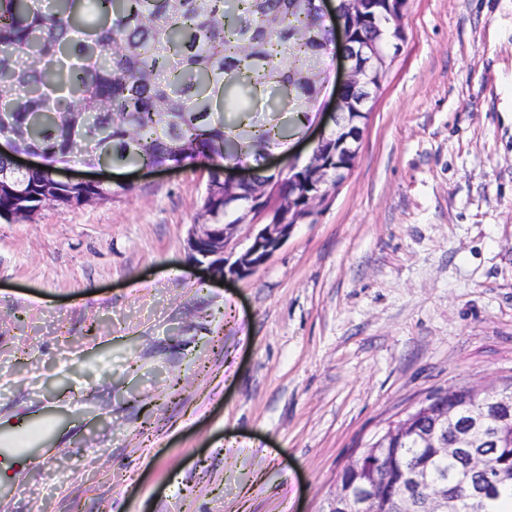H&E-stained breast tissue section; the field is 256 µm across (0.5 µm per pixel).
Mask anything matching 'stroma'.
Wrapping results in <instances>:
<instances>
[{"instance_id":"stroma-1","label":"stroma","mask_w":512,"mask_h":512,"mask_svg":"<svg viewBox=\"0 0 512 512\" xmlns=\"http://www.w3.org/2000/svg\"><path fill=\"white\" fill-rule=\"evenodd\" d=\"M401 24L354 167L246 277L188 259L202 165L0 220V433L58 422L0 512H322L389 421L512 383V0ZM325 69L274 166L324 128Z\"/></svg>"}]
</instances>
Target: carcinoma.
Wrapping results in <instances>:
<instances>
[{"instance_id":"cac0c4a2","label":"carcinoma","mask_w":512,"mask_h":512,"mask_svg":"<svg viewBox=\"0 0 512 512\" xmlns=\"http://www.w3.org/2000/svg\"><path fill=\"white\" fill-rule=\"evenodd\" d=\"M0 0V114L15 132L16 146L38 153L44 168L29 169L0 187V216L38 207L46 198L67 206L70 189L53 177L56 166L89 164L79 147L89 135L104 143L114 166H192L207 161L215 189L200 214L212 224H238L249 195L267 193L266 204L295 189L293 174L262 168L253 186L233 190L224 206V167L251 157L259 161L273 145L296 134L284 112L307 115L320 93L325 58L335 44L312 0ZM382 56L388 20L376 17L359 37L379 36ZM291 97L269 107L271 118L255 124L272 84ZM474 468L468 450L445 453L413 438L392 441L388 455L357 459L342 481L376 480L384 496L416 468L458 512H471L473 487L498 477L480 512H512V435L483 449Z\"/></svg>"}]
</instances>
